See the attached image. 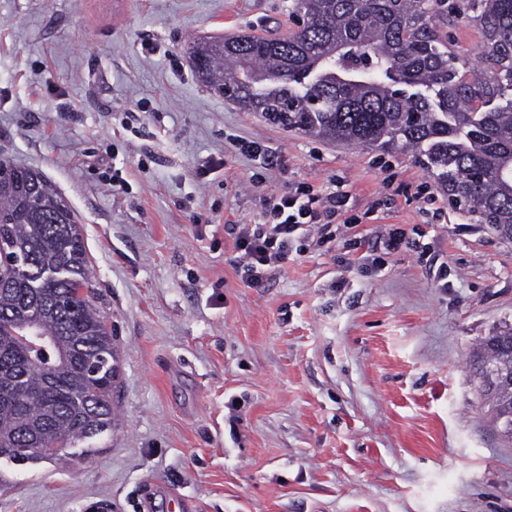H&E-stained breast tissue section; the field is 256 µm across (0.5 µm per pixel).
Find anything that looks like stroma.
<instances>
[{"instance_id": "1", "label": "stroma", "mask_w": 512, "mask_h": 512, "mask_svg": "<svg viewBox=\"0 0 512 512\" xmlns=\"http://www.w3.org/2000/svg\"><path fill=\"white\" fill-rule=\"evenodd\" d=\"M115 7L0 0V157L77 215L117 360L111 431L0 463V512H512L472 373L512 324V244L412 156L269 125L197 78L190 43L288 33L294 0ZM302 184L345 194L335 241L245 285L229 226ZM397 227L431 258L386 252Z\"/></svg>"}]
</instances>
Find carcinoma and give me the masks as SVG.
<instances>
[{
	"label": "carcinoma",
	"instance_id": "cac0c4a2",
	"mask_svg": "<svg viewBox=\"0 0 512 512\" xmlns=\"http://www.w3.org/2000/svg\"><path fill=\"white\" fill-rule=\"evenodd\" d=\"M285 37L197 42L190 61L220 95L317 139L409 150L448 199L512 242V0H295ZM455 15L482 36L472 71L434 21ZM0 459L34 464L112 429V334L96 311L83 233L37 170L0 158ZM61 277L37 291L25 271ZM50 344L49 357L21 340ZM473 372L512 443V326L483 337ZM36 445L41 454L22 453Z\"/></svg>",
	"mask_w": 512,
	"mask_h": 512
}]
</instances>
